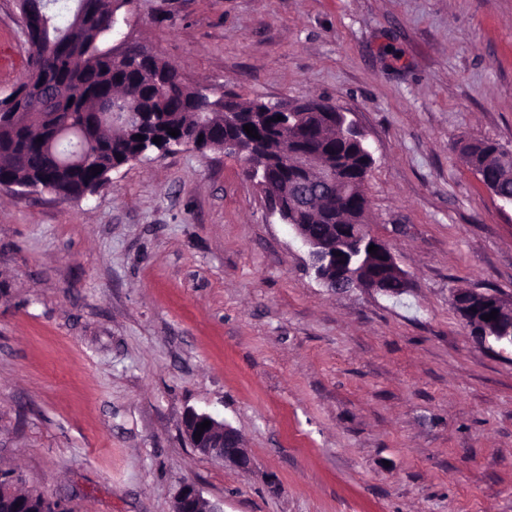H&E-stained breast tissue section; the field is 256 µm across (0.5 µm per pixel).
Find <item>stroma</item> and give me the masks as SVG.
<instances>
[{"mask_svg": "<svg viewBox=\"0 0 512 512\" xmlns=\"http://www.w3.org/2000/svg\"><path fill=\"white\" fill-rule=\"evenodd\" d=\"M187 85L325 101L372 152L370 236L411 282L316 281L243 161L152 151L77 199L0 190V469L72 512H512V352L455 289L512 297V205L462 143L512 148V0H124ZM0 98L32 47L0 0ZM235 428L249 471L183 436ZM173 512H224V508L204 498L196 485L187 483L175 498Z\"/></svg>", "mask_w": 512, "mask_h": 512, "instance_id": "obj_1", "label": "stroma"}]
</instances>
